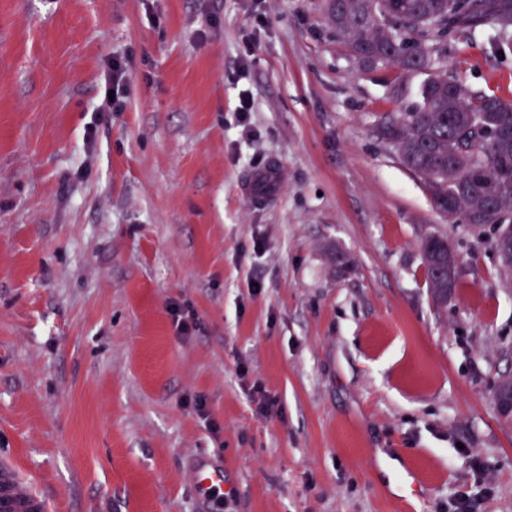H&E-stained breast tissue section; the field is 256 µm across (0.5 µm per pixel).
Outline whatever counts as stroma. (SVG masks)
<instances>
[{
    "instance_id": "1",
    "label": "stroma",
    "mask_w": 512,
    "mask_h": 512,
    "mask_svg": "<svg viewBox=\"0 0 512 512\" xmlns=\"http://www.w3.org/2000/svg\"><path fill=\"white\" fill-rule=\"evenodd\" d=\"M445 66L512 101V44ZM425 78L359 62L325 0H0V457L48 512H512V276L378 133ZM128 67L127 57H116L112 59L108 71V90L114 91L113 101H110L108 95H106L100 106V111L119 112L122 110V98L128 86ZM427 278L434 290L435 298L444 299L441 293V279L448 267V237L431 234L423 242ZM447 296L444 300H447ZM169 313L178 335L192 336L200 329L199 322L195 318V315L178 303H172L169 306ZM193 480L196 487L215 500H224L233 490L225 488L224 468L207 461L199 462L193 468Z\"/></svg>"
}]
</instances>
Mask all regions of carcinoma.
I'll use <instances>...</instances> for the list:
<instances>
[{"instance_id": "cac0c4a2", "label": "carcinoma", "mask_w": 512, "mask_h": 512, "mask_svg": "<svg viewBox=\"0 0 512 512\" xmlns=\"http://www.w3.org/2000/svg\"><path fill=\"white\" fill-rule=\"evenodd\" d=\"M333 28L358 60L371 59L412 73L428 72L420 101L407 112L387 116L379 127L385 140L404 141L400 161L428 184L437 208L469 219L476 229L497 230L498 255L512 257V103L495 94L465 89L448 95L443 58L487 27L505 36L512 30V0H327ZM413 43L437 63L405 54ZM427 278L435 298L448 267V237L423 242Z\"/></svg>"}]
</instances>
